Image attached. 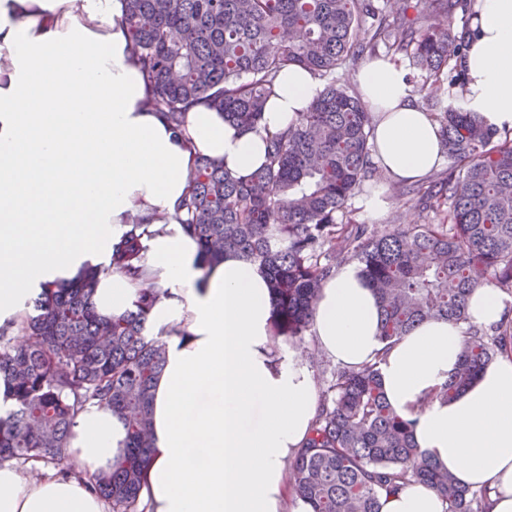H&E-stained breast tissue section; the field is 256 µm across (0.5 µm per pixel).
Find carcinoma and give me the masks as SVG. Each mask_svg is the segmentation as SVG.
Returning <instances> with one entry per match:
<instances>
[{
	"mask_svg": "<svg viewBox=\"0 0 512 512\" xmlns=\"http://www.w3.org/2000/svg\"><path fill=\"white\" fill-rule=\"evenodd\" d=\"M469 13L465 27L409 18V9ZM468 0H125L131 49L141 61L148 105L182 126L191 107L210 103L230 121L258 127L276 81L291 67L309 71L321 90L287 130L267 138V160L236 177L200 156L176 219L197 242L203 263L227 251L259 265L270 282L273 341L304 345L323 283L348 261L362 265L390 344L429 320L468 322V299L481 283L512 294V133L439 95L463 85ZM416 70L422 108L439 123L448 170L402 191L433 224L384 232L345 224L344 204L374 177L370 109L345 75L379 46ZM150 225L136 223L113 248L112 267L145 274ZM100 272L49 288L17 328L0 326V378L13 401L0 416V462L38 460L86 483L112 512H138L149 460L153 381L163 340L145 335L157 297L144 289L134 309L103 318L93 303ZM512 352V322L463 338L458 371L435 397L451 401L498 356ZM322 387L309 438L288 461L300 512H380L379 496L422 485L443 512H489L490 489L459 485L413 440L412 422L388 403L377 364L336 368ZM106 405L127 440L108 469L77 470L67 452L78 412Z\"/></svg>",
	"mask_w": 512,
	"mask_h": 512,
	"instance_id": "carcinoma-1",
	"label": "carcinoma"
}]
</instances>
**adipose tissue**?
Returning <instances> with one entry per match:
<instances>
[{"label": "adipose tissue", "instance_id": "adipose-tissue-1", "mask_svg": "<svg viewBox=\"0 0 512 512\" xmlns=\"http://www.w3.org/2000/svg\"><path fill=\"white\" fill-rule=\"evenodd\" d=\"M478 22L450 87L498 130L512 129V0H477ZM124 0H0V326L23 321L45 289L99 271L104 316L131 310L160 288L146 333L166 363L153 388L150 458L140 499L147 512H286L284 467L318 412L307 364L276 353L267 278L233 253L201 270L196 241L176 215L197 157L234 175L262 167L269 135L294 124L320 85L283 72L260 127L225 121L200 103L181 129L149 108L142 65L122 22ZM373 115L372 160L387 177L415 181L446 159L440 126L415 103L406 70L387 58L359 74ZM150 224L147 273L112 271V247L135 221ZM512 314V298L476 286L468 323L424 322L393 343L380 337L377 299L349 262L323 285L311 333L342 367L378 362L385 396L413 437L463 486L490 487V512H512V357L489 364L452 401L437 392L458 369L468 325ZM126 439L110 408L75 418L67 448L82 469H108ZM0 512H108L85 483L42 462L0 464ZM381 512H442L417 485L381 497Z\"/></svg>", "mask_w": 512, "mask_h": 512}]
</instances>
